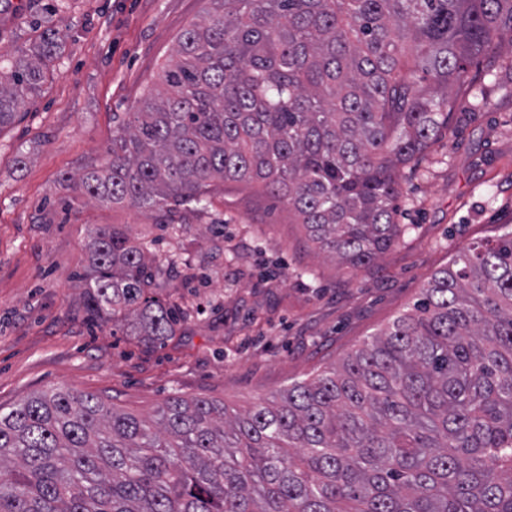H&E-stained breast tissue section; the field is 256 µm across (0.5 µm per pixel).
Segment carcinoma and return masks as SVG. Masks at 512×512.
<instances>
[{
  "mask_svg": "<svg viewBox=\"0 0 512 512\" xmlns=\"http://www.w3.org/2000/svg\"><path fill=\"white\" fill-rule=\"evenodd\" d=\"M112 150L65 177L102 204L207 207L255 183L357 269L394 243L400 167L448 125V89L498 60L512 0H209ZM63 35L0 54V129L40 95ZM88 320L150 342L180 306L150 243L94 226ZM0 512H512V231L475 242L339 366L244 413L173 395L151 417L61 388L0 408Z\"/></svg>",
  "mask_w": 512,
  "mask_h": 512,
  "instance_id": "cac0c4a2",
  "label": "carcinoma"
}]
</instances>
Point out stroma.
<instances>
[{"label":"stroma","instance_id":"stroma-1","mask_svg":"<svg viewBox=\"0 0 512 512\" xmlns=\"http://www.w3.org/2000/svg\"><path fill=\"white\" fill-rule=\"evenodd\" d=\"M205 0H11L0 50L35 24L65 46L40 96L0 130V406L42 390L96 392L140 414L167 396L249 409L359 348L416 301L471 242L512 231V33L496 67L473 59L474 85L453 89L448 126L427 157L400 170L404 232L357 271L319 255L286 204L245 183L177 214L172 238L153 215L87 201L61 178L100 159L118 113L158 87ZM97 224L154 238L177 268L154 291L187 315L162 343L113 333L85 315L77 279ZM223 225L220 234L211 225Z\"/></svg>","mask_w":512,"mask_h":512}]
</instances>
